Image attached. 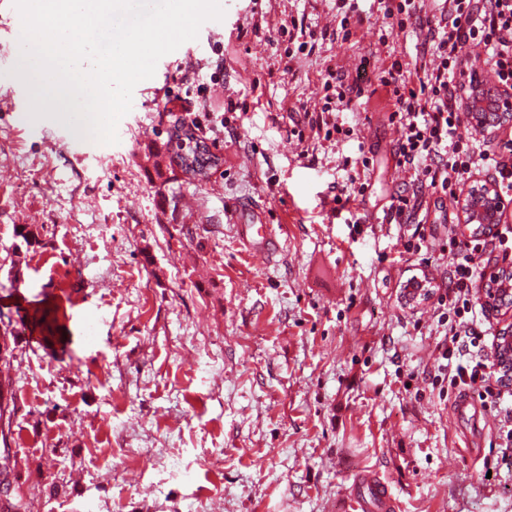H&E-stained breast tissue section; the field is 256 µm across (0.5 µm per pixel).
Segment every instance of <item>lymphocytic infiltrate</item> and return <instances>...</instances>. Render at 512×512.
Here are the masks:
<instances>
[{
	"instance_id": "lymphocytic-infiltrate-1",
	"label": "lymphocytic infiltrate",
	"mask_w": 512,
	"mask_h": 512,
	"mask_svg": "<svg viewBox=\"0 0 512 512\" xmlns=\"http://www.w3.org/2000/svg\"><path fill=\"white\" fill-rule=\"evenodd\" d=\"M437 23L422 16L420 0H385L387 18L417 19L426 27L434 47V63L393 59L380 82L392 100L388 116L400 136L395 152L399 167L411 172L413 191L393 195L387 211L391 224L410 223L421 205L420 190L438 197L456 196L474 173H490L499 192L512 198V138L490 144L463 140L456 131L461 110L466 44L485 50L488 74L494 84L512 89V0H443ZM440 253H453L455 264L446 271L445 290L436 310L445 325L441 357L448 370V389L454 395H474L486 410L499 413L512 446V411L503 409L505 393L495 380V357L485 350L484 334L473 327L470 315L479 304L475 287L486 277L487 256L512 257V225L484 238L449 232L441 238Z\"/></svg>"
}]
</instances>
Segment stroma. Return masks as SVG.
I'll use <instances>...</instances> for the list:
<instances>
[{"mask_svg":"<svg viewBox=\"0 0 512 512\" xmlns=\"http://www.w3.org/2000/svg\"><path fill=\"white\" fill-rule=\"evenodd\" d=\"M225 16L163 56L133 92L119 141L79 140L8 109L25 85L20 16L0 0V319L17 334V411L5 439L40 512H345L365 471L398 512H512L498 417H458L439 395L435 301L399 284L442 282L452 255L404 262L385 213L405 176L380 97L353 100L344 131L306 142L329 69L380 76L432 53L425 29L370 21L345 34L336 0H221ZM325 31L294 50L281 28ZM236 111H229V102ZM195 111L222 159L207 180L155 168L172 117ZM369 166H362V158ZM365 171L351 218L334 189ZM278 225L255 254L227 206ZM358 219L363 233L350 221ZM30 232L31 244L17 237ZM59 308L46 345L35 311Z\"/></svg>","mask_w":512,"mask_h":512,"instance_id":"obj_1","label":"stroma"}]
</instances>
